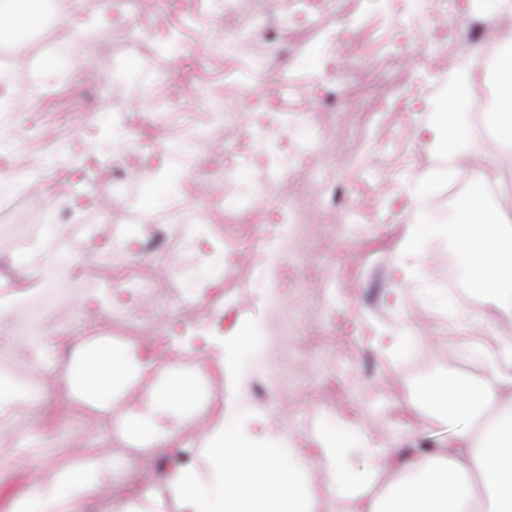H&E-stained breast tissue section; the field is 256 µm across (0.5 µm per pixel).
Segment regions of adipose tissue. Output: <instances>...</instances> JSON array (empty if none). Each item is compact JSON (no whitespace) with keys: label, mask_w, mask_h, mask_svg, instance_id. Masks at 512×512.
<instances>
[{"label":"adipose tissue","mask_w":512,"mask_h":512,"mask_svg":"<svg viewBox=\"0 0 512 512\" xmlns=\"http://www.w3.org/2000/svg\"><path fill=\"white\" fill-rule=\"evenodd\" d=\"M42 13L33 0H0V44L37 28ZM509 53L499 65L497 95L485 124L499 144L494 157L484 156L474 139L462 102L470 87L457 86L446 96L428 125L429 146L441 158L479 159L474 170L475 193L461 209L456 224L437 225L459 255L470 290L484 302L512 313V214L489 205L484 189L497 178L501 156H512V34L505 36ZM69 243L64 225L54 224L22 255L36 269L40 286L58 279ZM12 334L15 346L28 350L34 371L47 373L59 344L37 334L13 331L10 309L0 304V333ZM263 346L258 326H246L238 336L217 347L207 361L223 370L257 356ZM69 369L58 383L54 410L66 415L75 407L108 412L117 392L136 389L130 409L119 412L123 437L144 451L178 447L184 414L196 401L201 375L194 370L162 367L131 344L89 328L73 343ZM488 376L471 380L448 377L428 383L416 409L436 411L464 428L430 450L380 448L362 442L364 463L350 470L341 454L342 434L327 429L318 457L295 453L283 434L269 446L241 434L235 410H227L207 435L200 453L205 467L176 464L159 474V482L174 495L181 512H319L320 503L307 488L313 463H321L330 492L346 496L367 484L379 469L391 480L385 490L358 497L354 512H512V336L496 339L487 356ZM112 457L89 449L78 462L49 478L34 479L26 492L12 498L5 512H164L158 493L120 496L112 491Z\"/></svg>","instance_id":"ef3b65f1"}]
</instances>
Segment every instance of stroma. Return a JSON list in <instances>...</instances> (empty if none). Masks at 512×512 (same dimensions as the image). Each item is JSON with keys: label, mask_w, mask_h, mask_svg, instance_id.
Instances as JSON below:
<instances>
[{"label": "stroma", "mask_w": 512, "mask_h": 512, "mask_svg": "<svg viewBox=\"0 0 512 512\" xmlns=\"http://www.w3.org/2000/svg\"><path fill=\"white\" fill-rule=\"evenodd\" d=\"M226 1L140 0L110 10L105 0H67L66 25L15 65L53 92L36 100L14 83L32 137L9 126L11 145L0 154L27 172L16 194H0V224H29L39 236L55 210L70 208L71 259L93 266L80 293L45 317L41 336L80 332L86 301L107 285L112 314L100 318L101 333L121 341L143 320L165 328L186 314L175 297L193 301L218 280L214 336L252 322L262 331L258 357L235 374L212 372L208 411L184 420L175 456L138 454L110 414L79 408L51 420L42 476L101 448L113 481L159 491L165 512L180 509L156 473L198 461L226 404L239 407L253 434L272 424L302 453L323 426L356 429L384 448L429 447L447 438L448 424L412 400L435 378L462 376L456 344H493L480 328L460 334L442 304L448 243L433 235L432 216L444 211L447 225L460 216L447 211L449 165L423 130L444 86L471 81V33L497 14L496 0L483 12L466 0H230L231 30ZM448 20L453 28L443 29ZM442 34L450 62L437 67L431 54ZM372 75L386 106L354 111ZM212 163L215 174L204 175ZM62 168L80 177L82 198L59 180ZM149 195L146 213L138 202ZM256 199L253 223H225V204ZM281 222L286 236H271ZM104 224L119 232L108 248L89 234ZM155 224L167 247L148 256L134 233ZM413 230L420 248L407 256ZM22 253L0 241V282L22 285L30 302L39 290ZM404 328L421 354L414 370L404 349H385ZM272 371L288 389L257 399ZM0 454L12 461L0 491L24 490L35 475L24 444L0 440Z\"/></svg>", "instance_id": "stroma-1"}]
</instances>
